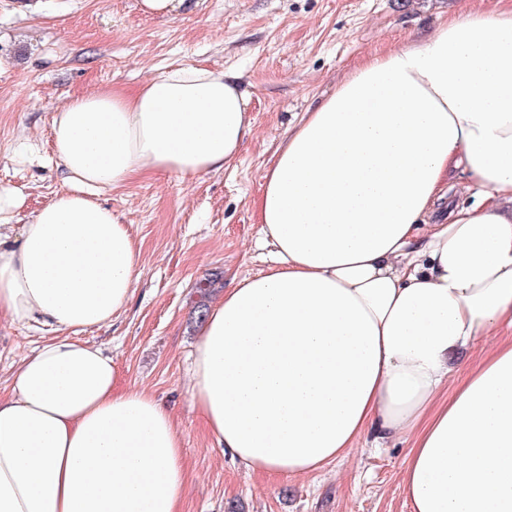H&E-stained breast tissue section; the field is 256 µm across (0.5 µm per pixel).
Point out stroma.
<instances>
[{"mask_svg": "<svg viewBox=\"0 0 512 512\" xmlns=\"http://www.w3.org/2000/svg\"><path fill=\"white\" fill-rule=\"evenodd\" d=\"M0 0V187L23 205L16 224L68 185L53 157L52 115L69 97L132 92L185 64L238 75L254 135L223 170L192 178L144 175L98 194L130 224L139 249L136 291L111 325L78 332L111 350L119 385L169 407L187 474L180 512H409L402 470L411 441L371 448L302 477L245 468L209 435L189 384L199 299L214 303L235 279L272 263L253 202L275 149L361 60L403 47L441 24L512 9V0H189L175 18L138 0ZM46 339L0 318V394L18 360Z\"/></svg>", "mask_w": 512, "mask_h": 512, "instance_id": "stroma-1", "label": "stroma"}]
</instances>
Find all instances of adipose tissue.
<instances>
[{
	"instance_id": "ef3b65f1",
	"label": "adipose tissue",
	"mask_w": 512,
	"mask_h": 512,
	"mask_svg": "<svg viewBox=\"0 0 512 512\" xmlns=\"http://www.w3.org/2000/svg\"><path fill=\"white\" fill-rule=\"evenodd\" d=\"M249 107L196 66L78 95L51 122L70 190L15 232L21 199L0 187V316L54 334L0 397V512H179L170 410L73 338L125 310L139 262L93 195L222 170ZM454 170L480 199L429 223ZM255 210L275 259L210 306L191 372L218 444L292 478L407 436L409 512H512V10L355 67L277 147Z\"/></svg>"
}]
</instances>
